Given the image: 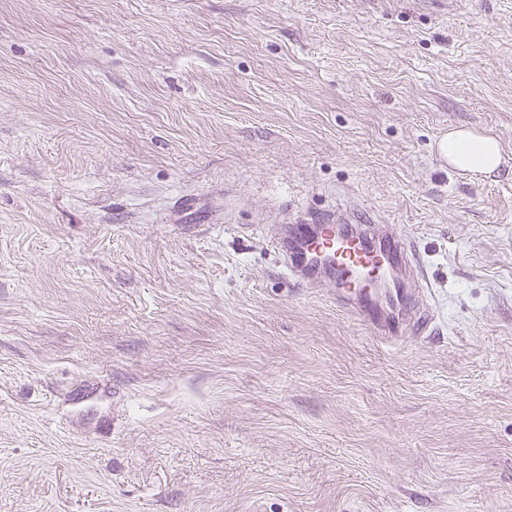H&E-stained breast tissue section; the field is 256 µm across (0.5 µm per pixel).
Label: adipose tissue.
<instances>
[{
    "mask_svg": "<svg viewBox=\"0 0 512 512\" xmlns=\"http://www.w3.org/2000/svg\"><path fill=\"white\" fill-rule=\"evenodd\" d=\"M436 149L450 168L471 173H492L505 162L498 137L473 128L449 130Z\"/></svg>",
    "mask_w": 512,
    "mask_h": 512,
    "instance_id": "ef3b65f1",
    "label": "adipose tissue"
}]
</instances>
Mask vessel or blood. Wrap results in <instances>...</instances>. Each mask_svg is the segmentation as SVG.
Returning <instances> with one entry per match:
<instances>
[{
	"mask_svg": "<svg viewBox=\"0 0 512 512\" xmlns=\"http://www.w3.org/2000/svg\"><path fill=\"white\" fill-rule=\"evenodd\" d=\"M269 241L291 281L305 288L331 285L340 306L397 339L399 320L387 310L405 302L399 273L411 267L412 253L393 231L349 209L274 227Z\"/></svg>",
	"mask_w": 512,
	"mask_h": 512,
	"instance_id": "b4317fda",
	"label": "vessel or blood"
}]
</instances>
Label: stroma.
<instances>
[{
  "label": "stroma",
  "instance_id": "stroma-1",
  "mask_svg": "<svg viewBox=\"0 0 512 512\" xmlns=\"http://www.w3.org/2000/svg\"><path fill=\"white\" fill-rule=\"evenodd\" d=\"M349 207L427 334L285 278ZM0 512H512V0H0ZM436 149L455 170L489 174L506 163L499 138L473 128L449 130Z\"/></svg>",
  "mask_w": 512,
  "mask_h": 512
}]
</instances>
